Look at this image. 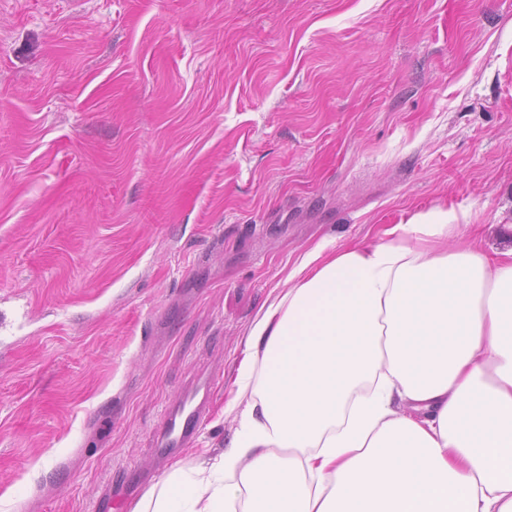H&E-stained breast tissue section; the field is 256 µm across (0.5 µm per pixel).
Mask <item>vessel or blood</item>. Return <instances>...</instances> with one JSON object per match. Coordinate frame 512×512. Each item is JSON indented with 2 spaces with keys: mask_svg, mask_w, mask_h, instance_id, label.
<instances>
[{
  "mask_svg": "<svg viewBox=\"0 0 512 512\" xmlns=\"http://www.w3.org/2000/svg\"><path fill=\"white\" fill-rule=\"evenodd\" d=\"M213 382L203 379L187 390L184 400L164 413L155 430V447L166 453L189 444L199 427L205 422L206 406L210 399Z\"/></svg>",
  "mask_w": 512,
  "mask_h": 512,
  "instance_id": "vessel-or-blood-1",
  "label": "vessel or blood"
}]
</instances>
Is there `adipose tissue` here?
I'll return each mask as SVG.
<instances>
[{"instance_id":"1","label":"adipose tissue","mask_w":512,"mask_h":512,"mask_svg":"<svg viewBox=\"0 0 512 512\" xmlns=\"http://www.w3.org/2000/svg\"><path fill=\"white\" fill-rule=\"evenodd\" d=\"M454 210L320 242L258 310L226 450L131 512H512V246Z\"/></svg>"}]
</instances>
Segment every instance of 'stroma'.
<instances>
[{
    "instance_id": "obj_1",
    "label": "stroma",
    "mask_w": 512,
    "mask_h": 512,
    "mask_svg": "<svg viewBox=\"0 0 512 512\" xmlns=\"http://www.w3.org/2000/svg\"><path fill=\"white\" fill-rule=\"evenodd\" d=\"M436 205L512 220V0H0V512L224 448L289 260ZM212 387L210 378L198 381L187 390L180 404L165 411L155 430V448L158 452L167 453L174 448H183L193 440L206 420V406Z\"/></svg>"
}]
</instances>
